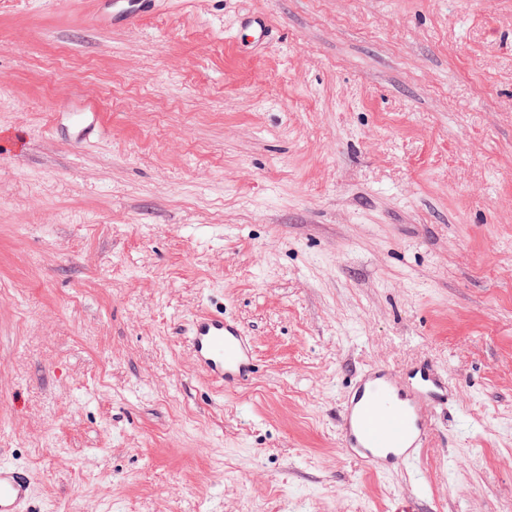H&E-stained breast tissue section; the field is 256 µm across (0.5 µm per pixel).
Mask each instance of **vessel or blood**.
<instances>
[{
	"instance_id": "vessel-or-blood-1",
	"label": "vessel or blood",
	"mask_w": 512,
	"mask_h": 512,
	"mask_svg": "<svg viewBox=\"0 0 512 512\" xmlns=\"http://www.w3.org/2000/svg\"><path fill=\"white\" fill-rule=\"evenodd\" d=\"M154 6V0H126L117 10L111 0H103L94 19L103 26L135 25ZM56 110L81 143L90 138L102 119L98 106L88 100H62ZM186 336L197 369L217 388L235 387L254 377L251 340L241 324L223 311L195 314ZM451 395L445 379L428 365L414 368L405 383L389 368L370 371L355 384L343 407L342 446L376 472L412 465L434 429L436 406ZM32 486L28 469L0 464V512H30Z\"/></svg>"
}]
</instances>
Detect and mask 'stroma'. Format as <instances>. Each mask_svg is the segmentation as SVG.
<instances>
[{"label": "stroma", "mask_w": 512, "mask_h": 512, "mask_svg": "<svg viewBox=\"0 0 512 512\" xmlns=\"http://www.w3.org/2000/svg\"><path fill=\"white\" fill-rule=\"evenodd\" d=\"M96 8L0 0V463L35 512H512V0ZM205 305L249 385L197 370ZM423 363L457 408L366 468L348 391ZM102 3L99 11L94 14V20L103 26H130L136 25L146 18L154 9V0H127L124 6L113 11L112 0ZM56 112L70 124L73 138L80 143L90 138L102 119L98 106L88 100H61L57 103ZM196 367L219 389L235 387L256 373L251 340L223 310H202L189 321L186 335Z\"/></svg>", "instance_id": "obj_1"}]
</instances>
